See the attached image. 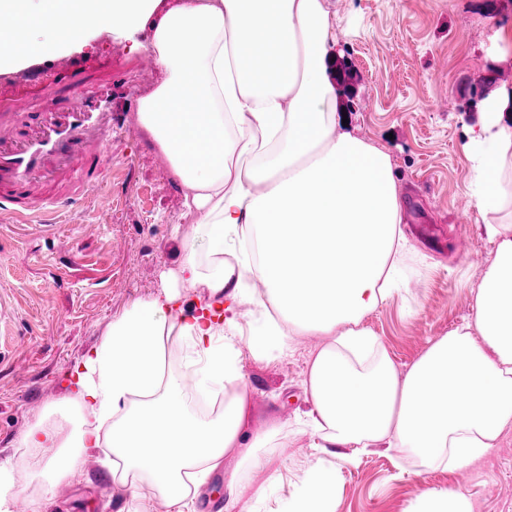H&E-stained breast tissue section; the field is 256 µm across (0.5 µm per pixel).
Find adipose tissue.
<instances>
[{
  "instance_id": "adipose-tissue-1",
  "label": "adipose tissue",
  "mask_w": 512,
  "mask_h": 512,
  "mask_svg": "<svg viewBox=\"0 0 512 512\" xmlns=\"http://www.w3.org/2000/svg\"><path fill=\"white\" fill-rule=\"evenodd\" d=\"M18 13L0 55L31 50L29 33L68 46L93 32L152 27L165 80L137 119L185 188L200 241L180 242L174 274L198 289L135 301L71 372L53 414L20 435L49 448L47 481L72 476L86 450L108 448L131 512L159 491L196 512L190 487L234 458L226 483L264 498L280 479L266 456L277 425H251L242 358L286 359L295 336L321 337L303 380L319 457L276 512H336L335 474L382 445L422 467H465L512 427V87L489 98L465 146L471 190L495 249L472 319L400 371L367 315L400 281L408 239L389 153L340 131L326 0H0ZM181 370L166 367L170 341Z\"/></svg>"
}]
</instances>
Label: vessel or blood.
<instances>
[{
    "label": "vessel or blood",
    "mask_w": 512,
    "mask_h": 512,
    "mask_svg": "<svg viewBox=\"0 0 512 512\" xmlns=\"http://www.w3.org/2000/svg\"><path fill=\"white\" fill-rule=\"evenodd\" d=\"M121 67L37 61L0 76V217L29 221L91 199L112 158V85ZM55 96L34 111L23 86Z\"/></svg>",
    "instance_id": "obj_1"
}]
</instances>
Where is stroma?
I'll return each instance as SVG.
<instances>
[{
    "label": "stroma",
    "instance_id": "35a3bbf8",
    "mask_svg": "<svg viewBox=\"0 0 512 512\" xmlns=\"http://www.w3.org/2000/svg\"><path fill=\"white\" fill-rule=\"evenodd\" d=\"M334 21V59L351 63L340 86L347 128L383 145L392 157L413 250L400 290L365 319L399 370L431 342L473 315L483 268L494 246L470 189L464 145L483 111L482 78L512 85V49L501 50L491 24L512 31V0H326ZM149 31L89 34L62 52L36 59L66 64L124 61L129 87L112 122V164L99 190L104 200L59 224L0 223V461L15 463V480L34 512H128V491L113 482L91 448L78 474L41 487L20 462L17 441L65 393V374L97 343L112 317L134 300L158 294L161 274L175 268L181 239L198 227L185 217L184 186L137 120L138 101L165 78L137 62ZM472 252L455 251L457 237ZM318 337L299 336L287 359L242 361L254 425L278 422L287 449L276 455L286 482L253 512H275L289 485L313 462L314 435L302 424L301 389ZM336 512H408L429 488L458 489L474 512H512V427L480 460L449 470L424 469L382 448L347 462L335 459Z\"/></svg>",
    "mask_w": 512,
    "mask_h": 512
}]
</instances>
